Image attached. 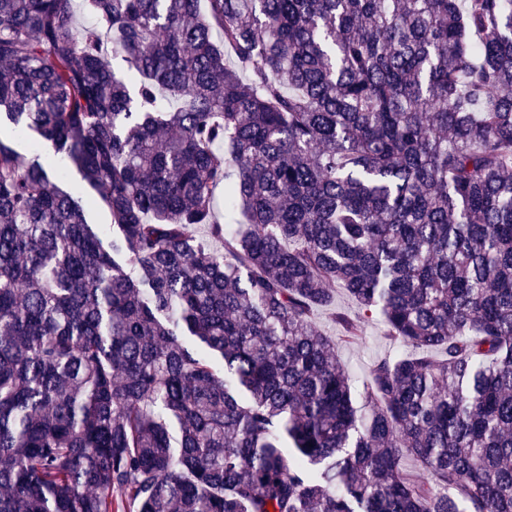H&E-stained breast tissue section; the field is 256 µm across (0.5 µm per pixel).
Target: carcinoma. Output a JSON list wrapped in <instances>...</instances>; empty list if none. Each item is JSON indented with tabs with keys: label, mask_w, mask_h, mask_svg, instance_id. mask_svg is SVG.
<instances>
[{
	"label": "carcinoma",
	"mask_w": 512,
	"mask_h": 512,
	"mask_svg": "<svg viewBox=\"0 0 512 512\" xmlns=\"http://www.w3.org/2000/svg\"><path fill=\"white\" fill-rule=\"evenodd\" d=\"M74 2L0 0V512H512V0ZM314 320L319 329L337 341L338 354L347 367L351 383L357 388L361 385L362 377L376 360L403 350L385 337L384 328L378 321L364 324L362 339L344 342L338 339L342 336V330L329 312L318 311Z\"/></svg>",
	"instance_id": "carcinoma-1"
}]
</instances>
